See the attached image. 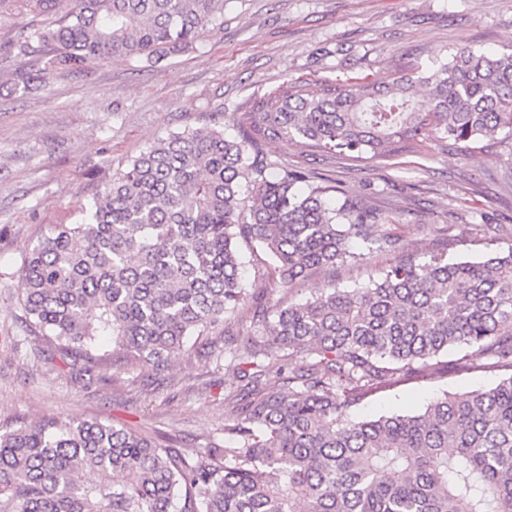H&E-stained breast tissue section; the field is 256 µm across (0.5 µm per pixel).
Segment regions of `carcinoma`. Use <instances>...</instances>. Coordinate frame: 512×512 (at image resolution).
<instances>
[{
	"instance_id": "obj_1",
	"label": "carcinoma",
	"mask_w": 512,
	"mask_h": 512,
	"mask_svg": "<svg viewBox=\"0 0 512 512\" xmlns=\"http://www.w3.org/2000/svg\"><path fill=\"white\" fill-rule=\"evenodd\" d=\"M13 12L46 23L0 35V64L24 92L39 74L108 59L153 66L224 26V0H0V16ZM233 123L235 137L215 124L155 142L20 268L31 323L90 377L103 365L161 371L188 337L251 308L256 336L210 348L242 382L226 394L224 442L199 459L100 422L5 427L0 512H512V250L419 263L377 233L384 213L262 152L288 140L382 161L508 142L512 52L463 47L378 84L287 81ZM354 240L395 254L365 288L332 282L269 307L243 283V242L269 258L262 278L286 286L362 258ZM453 349L463 355L448 367L468 371L477 355L502 377L416 414L356 418L372 393L438 372Z\"/></svg>"
}]
</instances>
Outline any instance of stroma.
<instances>
[{
  "label": "stroma",
  "mask_w": 512,
  "mask_h": 512,
  "mask_svg": "<svg viewBox=\"0 0 512 512\" xmlns=\"http://www.w3.org/2000/svg\"><path fill=\"white\" fill-rule=\"evenodd\" d=\"M471 47L512 49V0H224V27L203 47L157 66L107 60L50 73L37 91L15 89L0 66V426L44 418L102 421L191 453L223 440L238 380L206 354L174 358L164 371L110 369L88 380L31 333L19 268L52 225L76 223L103 179L171 133L219 124L235 135L234 113L288 80L386 81L403 65L428 64ZM279 164L306 171L392 217L419 261L441 253L477 259L512 249V146L464 158L436 151L362 162L266 144ZM247 288L270 303L311 297L328 282L361 288L391 256L350 259L290 288L262 279L241 249ZM498 373L475 369L415 378L367 399L363 413H415L443 392L487 388Z\"/></svg>",
  "instance_id": "stroma-1"
}]
</instances>
